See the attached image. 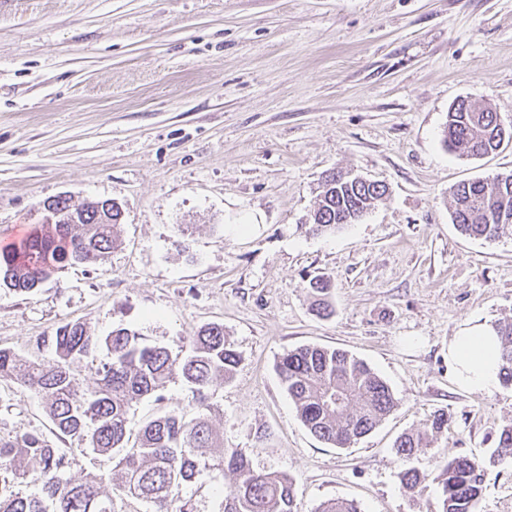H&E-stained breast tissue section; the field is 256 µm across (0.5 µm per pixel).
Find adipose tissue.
<instances>
[{"label": "adipose tissue", "instance_id": "adipose-tissue-1", "mask_svg": "<svg viewBox=\"0 0 512 512\" xmlns=\"http://www.w3.org/2000/svg\"><path fill=\"white\" fill-rule=\"evenodd\" d=\"M500 364L496 326L462 323L448 344V367L456 385L473 393L490 391L500 382Z\"/></svg>", "mask_w": 512, "mask_h": 512}]
</instances>
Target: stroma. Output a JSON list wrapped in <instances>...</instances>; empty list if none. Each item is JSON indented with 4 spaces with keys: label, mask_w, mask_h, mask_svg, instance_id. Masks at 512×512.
<instances>
[{
    "label": "stroma",
    "mask_w": 512,
    "mask_h": 512,
    "mask_svg": "<svg viewBox=\"0 0 512 512\" xmlns=\"http://www.w3.org/2000/svg\"><path fill=\"white\" fill-rule=\"evenodd\" d=\"M461 99L512 124V0H0V248L41 224L43 201L111 199L118 245L30 293L0 288V348L51 360L46 339L82 322L138 329L172 353L208 323L240 355L200 407L181 380L133 404L132 429L175 410L206 414L253 469L294 480L297 512L332 498L362 512H437L438 488L405 491L393 444L448 413L418 455L433 471L488 457L512 423V386L458 388L448 342L467 319L512 320V239L462 234L457 183L512 173V144L447 150ZM349 170L387 194L361 221L315 235L321 181ZM332 283L331 317L309 280ZM340 348L391 387L396 408L349 448L303 425L275 365L302 345ZM42 434L70 473L114 460L59 439L45 401L0 380V434ZM233 484L186 488L216 512ZM478 512H512V466L485 473Z\"/></svg>",
    "instance_id": "stroma-1"
}]
</instances>
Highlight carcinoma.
I'll return each instance as SVG.
<instances>
[{"label": "carcinoma", "mask_w": 512, "mask_h": 512, "mask_svg": "<svg viewBox=\"0 0 512 512\" xmlns=\"http://www.w3.org/2000/svg\"><path fill=\"white\" fill-rule=\"evenodd\" d=\"M512 141V128L497 113L460 100L448 113L443 143L470 156L497 151ZM385 190L361 180L322 182L312 214V232H334L353 222V215L370 210ZM452 223L464 234L484 240L512 238V173L490 180L465 181L452 191ZM58 214V223L41 224L18 244L0 251V284L30 292L69 265L104 261L116 243L121 207L110 199L79 205L59 196L43 202ZM317 313H332L331 281L310 280ZM501 341L500 380L512 386V322L498 328ZM50 361L24 360L0 348V379H15L42 394L49 418L61 437H75L100 456L118 457L119 488L127 498L143 501L152 512H197L184 494L197 477L218 470L233 475V486L219 512H295L293 483L285 472H258L237 450L224 449V437L206 417L186 419L177 412L147 422L139 445L128 446L129 410L133 402L154 395L179 378L204 404L214 381L230 380L240 362L234 345L217 324L200 327L189 338L190 350L174 354L163 346L142 343L132 327L119 326L100 340L81 322L68 323L49 338ZM105 346L109 359L80 388L72 364ZM280 380L304 426L320 441L348 448L372 432L397 406L391 388L368 364L340 349L303 345L284 353L277 363ZM448 428V413L440 410L431 424L401 434L393 450L402 464L403 488L416 491L429 474L411 465L434 437ZM489 462L512 466V425L498 434ZM70 460L38 434L0 435V512H122L103 490L104 476L68 475ZM484 461L458 456L436 465L439 512H477L482 493ZM316 512H361L357 503L329 499Z\"/></svg>", "instance_id": "obj_1"}]
</instances>
